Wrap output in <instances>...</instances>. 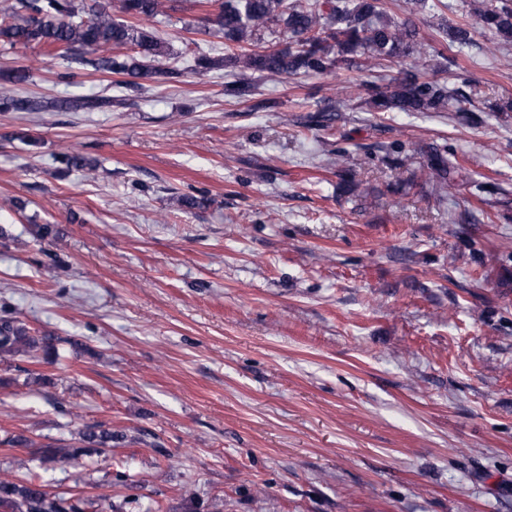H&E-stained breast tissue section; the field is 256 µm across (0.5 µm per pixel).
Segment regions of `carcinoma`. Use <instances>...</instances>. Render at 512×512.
<instances>
[{
  "label": "carcinoma",
  "mask_w": 512,
  "mask_h": 512,
  "mask_svg": "<svg viewBox=\"0 0 512 512\" xmlns=\"http://www.w3.org/2000/svg\"><path fill=\"white\" fill-rule=\"evenodd\" d=\"M385 0H119L121 16L112 14L102 0H0V46H40L51 49L66 67L78 65L107 75H128L129 87L140 79L167 80L180 72L164 66L171 48L149 21L170 13L196 8L213 16L201 29L224 39V53L197 59L199 72L231 70L224 82V98L237 100L253 89L252 75L260 77H329L341 69L370 70L395 63L394 75L359 87L357 98L369 112H455L464 123L473 121L475 109L459 88L429 77L428 71L449 69L448 59L433 42L419 38L409 18L393 21L384 11ZM477 27L500 44H512V0H473ZM288 39L280 49L261 46L265 33ZM444 39L461 46L473 40L474 28L458 24L442 29ZM126 48L122 55L112 48ZM28 68L19 65L0 73V112H110L121 100L104 93L46 101L22 95L14 86L27 82ZM427 157V181L451 192V167L433 147L411 145ZM65 170H93L86 157L64 152ZM344 192L354 190V175L344 153L337 154ZM26 356L55 362L56 339L39 336L18 319L0 321V358ZM112 447V432L88 429L78 445L56 443L40 448L43 465L70 462L91 452ZM0 512H112V499H92L52 493L37 472L20 480H0Z\"/></svg>",
  "instance_id": "cac0c4a2"
}]
</instances>
